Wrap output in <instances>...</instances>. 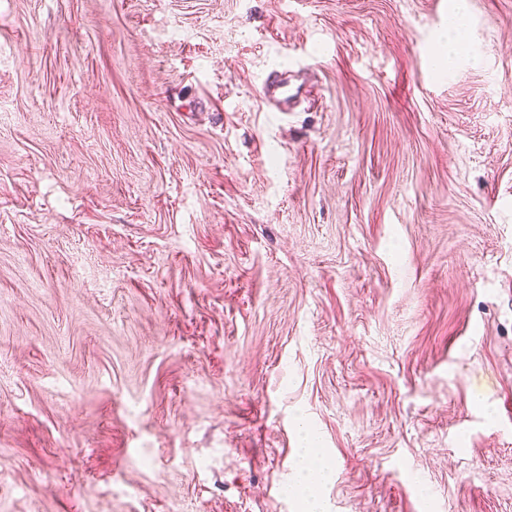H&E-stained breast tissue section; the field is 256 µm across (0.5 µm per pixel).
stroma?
Listing matches in <instances>:
<instances>
[{"label": "stroma", "mask_w": 512, "mask_h": 512, "mask_svg": "<svg viewBox=\"0 0 512 512\" xmlns=\"http://www.w3.org/2000/svg\"><path fill=\"white\" fill-rule=\"evenodd\" d=\"M310 433L512 512V0H0V512H304Z\"/></svg>", "instance_id": "obj_1"}]
</instances>
